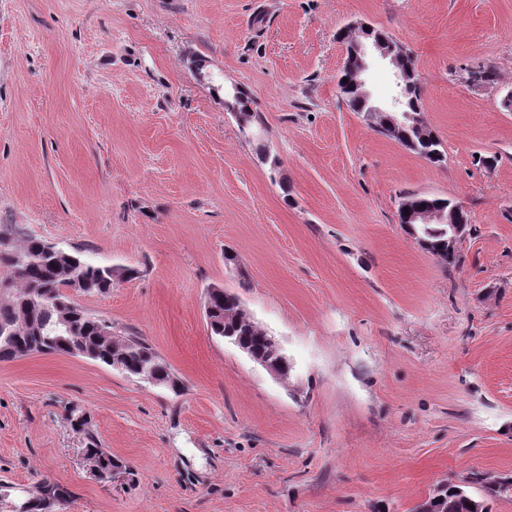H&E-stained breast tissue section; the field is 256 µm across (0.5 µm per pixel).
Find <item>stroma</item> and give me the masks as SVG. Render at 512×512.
Returning <instances> with one entry per match:
<instances>
[{
  "mask_svg": "<svg viewBox=\"0 0 512 512\" xmlns=\"http://www.w3.org/2000/svg\"><path fill=\"white\" fill-rule=\"evenodd\" d=\"M360 23L412 51L441 166L347 105L336 34ZM477 64L494 84L468 83ZM364 80L391 108L388 62ZM220 86L262 116L253 138ZM511 91L512 0H0V225L138 269L74 299L181 381L0 362V485L48 479L63 512H414L512 474ZM408 193L466 210L461 266L400 224ZM214 285L288 380L211 335ZM87 440V446L84 448L87 458L97 466L102 475L101 479H108L112 472V467H114L112 454L105 451L104 448H99L97 440L92 434L87 433Z\"/></svg>",
  "mask_w": 512,
  "mask_h": 512,
  "instance_id": "35a3bbf8",
  "label": "stroma"
}]
</instances>
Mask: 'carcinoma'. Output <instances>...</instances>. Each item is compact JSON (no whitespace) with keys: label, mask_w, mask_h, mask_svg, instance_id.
I'll return each instance as SVG.
<instances>
[{"label":"carcinoma","mask_w":512,"mask_h":512,"mask_svg":"<svg viewBox=\"0 0 512 512\" xmlns=\"http://www.w3.org/2000/svg\"><path fill=\"white\" fill-rule=\"evenodd\" d=\"M395 51L402 52L400 64L408 73L404 107L408 112H418L421 100V86L418 80L414 56L403 45L394 43ZM468 82L472 85H487L495 81L494 69L487 65H477L467 70ZM341 77L348 79L339 83L341 92L351 110L367 112L370 101L360 93L352 70L342 69ZM233 109L240 129L248 130L262 123V118L251 111L249 99L243 91L232 99ZM376 128L382 135L394 140L431 165L446 161L441 143L434 132L425 124L410 125L393 129L385 122V117L376 116ZM451 212L463 224L469 218L461 205L448 198H436L421 194H408L403 197L398 210L399 222L407 223L405 210ZM432 233L423 235L424 249L443 267H457L464 263L458 251H448V234L441 232L443 225H429ZM0 267L13 283L14 296L0 301V360L11 361L33 354H70L73 346L80 345L94 355V361L112 366V349L106 344L102 330L112 327L105 319L90 314L77 304L68 293L75 280L85 282L81 292L85 294H105L112 290V275L104 271V266L80 252L71 253V258H58L46 249V242L28 236L16 224L0 225ZM210 321L207 325L214 336L238 345L246 344L254 350H268L263 331L245 312L237 295L223 288L210 296ZM124 364L126 376L138 374L141 368L149 366L157 378L174 389L178 381L170 366L154 350L146 339L140 336H127ZM102 475L110 477L114 460L112 454L99 447L92 434H87L84 448ZM473 481L482 485L483 498L471 494L465 485L454 484V512H472V502L479 499L501 496L494 486L483 482L479 477ZM68 492L57 483L42 480L35 484L31 497L24 501L18 512H61L67 502Z\"/></svg>","instance_id":"cac0c4a2"}]
</instances>
